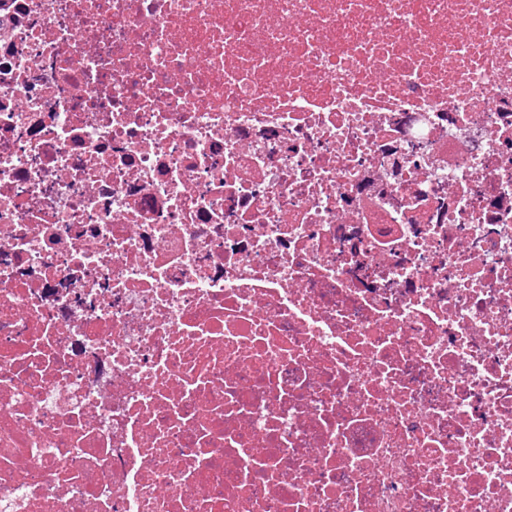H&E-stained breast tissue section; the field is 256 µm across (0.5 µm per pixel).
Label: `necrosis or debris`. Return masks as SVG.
<instances>
[{"label":"necrosis or debris","instance_id":"1","mask_svg":"<svg viewBox=\"0 0 512 512\" xmlns=\"http://www.w3.org/2000/svg\"><path fill=\"white\" fill-rule=\"evenodd\" d=\"M0 512H512V0H0Z\"/></svg>","mask_w":512,"mask_h":512}]
</instances>
